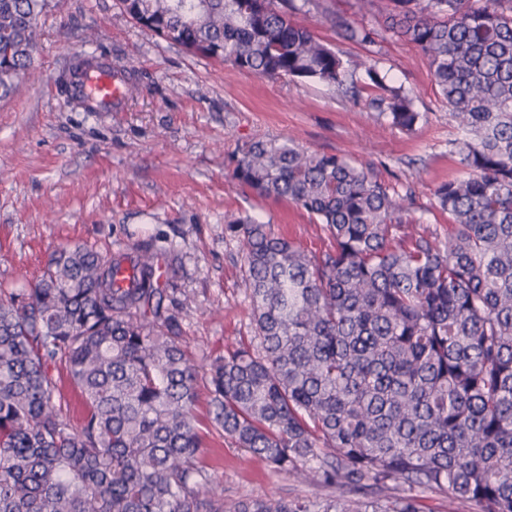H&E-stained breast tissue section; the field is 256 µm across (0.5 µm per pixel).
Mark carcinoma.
I'll return each instance as SVG.
<instances>
[{
  "instance_id": "1",
  "label": "carcinoma",
  "mask_w": 512,
  "mask_h": 512,
  "mask_svg": "<svg viewBox=\"0 0 512 512\" xmlns=\"http://www.w3.org/2000/svg\"><path fill=\"white\" fill-rule=\"evenodd\" d=\"M46 0H0V97L35 75ZM310 0H119L187 50L261 77L334 86L411 131L415 96L294 23ZM426 59L464 126L457 170L434 196L451 232L414 230L395 187L339 154L258 139L228 175L321 225L319 253L239 217L255 334L199 367L176 318L190 298L158 287L156 241L133 254L57 250L32 288H0V512H512V0H364ZM344 39L375 31L340 14ZM133 285L114 284L118 264ZM85 413L71 423L52 368ZM208 424L196 415L199 383ZM215 430L324 496L224 508L204 438ZM346 488H375L365 499Z\"/></svg>"
}]
</instances>
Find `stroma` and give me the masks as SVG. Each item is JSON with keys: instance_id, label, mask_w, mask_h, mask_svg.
<instances>
[{"instance_id": "35a3bbf8", "label": "stroma", "mask_w": 512, "mask_h": 512, "mask_svg": "<svg viewBox=\"0 0 512 512\" xmlns=\"http://www.w3.org/2000/svg\"><path fill=\"white\" fill-rule=\"evenodd\" d=\"M333 11L374 28L375 43L343 39L329 20ZM293 20L343 58L378 61L392 84L412 90L420 114L414 131L390 126L336 88L268 80L190 53L140 27L117 0H48L36 76L0 98V287H31L64 246L113 254L155 239L181 260L175 282L190 303L178 333L194 361L205 364L248 340L249 289L238 243L224 232L227 219L255 218L316 253L330 246L305 211L255 197L227 177L226 155L258 139H289L343 155L382 181L411 183L412 217L447 238L434 189L455 173L465 135L420 52L361 10L360 0H314ZM92 53L124 65L141 85L123 110L87 112L62 93L76 58ZM206 446L225 504L323 491L268 469L218 433Z\"/></svg>"}]
</instances>
